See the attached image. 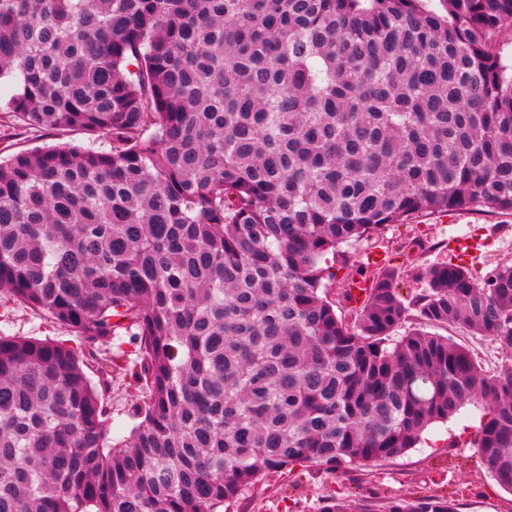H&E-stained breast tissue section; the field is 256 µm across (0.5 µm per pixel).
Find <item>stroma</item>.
<instances>
[{"mask_svg": "<svg viewBox=\"0 0 512 512\" xmlns=\"http://www.w3.org/2000/svg\"><path fill=\"white\" fill-rule=\"evenodd\" d=\"M81 145L106 149L102 135L77 130L32 129L0 112V159L47 146ZM394 266L449 261L467 267L475 278L512 261V216L450 212L393 224L384 231ZM442 335L471 345L485 370L512 363V351L488 338L470 335L459 326ZM0 334L42 340L66 338L64 328L26 305L13 303L0 315ZM481 419L475 406L464 407L448 423L434 425L416 448L368 469L347 467L331 474L294 466L265 476L238 500L233 512H316L321 499L335 492L381 504L389 498L437 494L455 512H512V492L502 489L481 459L473 439Z\"/></svg>", "mask_w": 512, "mask_h": 512, "instance_id": "stroma-1", "label": "stroma"}]
</instances>
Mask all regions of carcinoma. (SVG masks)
Here are the masks:
<instances>
[{
    "label": "carcinoma",
    "mask_w": 512,
    "mask_h": 512,
    "mask_svg": "<svg viewBox=\"0 0 512 512\" xmlns=\"http://www.w3.org/2000/svg\"><path fill=\"white\" fill-rule=\"evenodd\" d=\"M443 3L0 0V112L111 142L0 162V295L70 335H0V512H219L296 464L401 456L475 404L512 491V365L434 332L512 350V263L413 266L409 300L399 269L362 266L360 305L329 297L336 259L391 224L512 215V0ZM125 344L140 398L115 437ZM435 332L445 336H453L459 343L471 345L479 355L482 367L487 371H497L503 365L512 364V351L502 349L490 338L471 336L458 325L436 328Z\"/></svg>",
    "instance_id": "obj_1"
}]
</instances>
